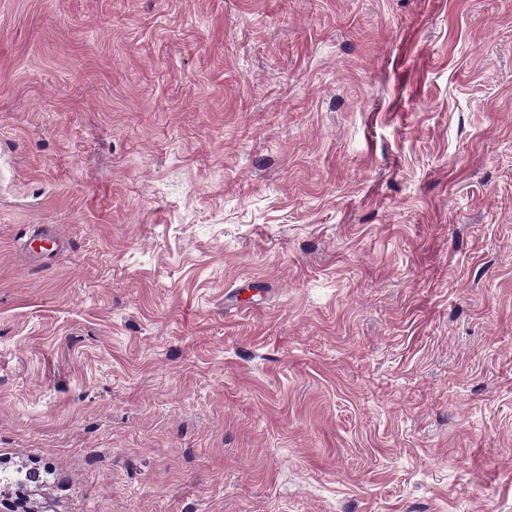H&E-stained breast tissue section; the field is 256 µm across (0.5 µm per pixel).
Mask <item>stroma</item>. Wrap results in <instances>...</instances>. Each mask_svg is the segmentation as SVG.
<instances>
[{"label":"stroma","instance_id":"stroma-1","mask_svg":"<svg viewBox=\"0 0 512 512\" xmlns=\"http://www.w3.org/2000/svg\"><path fill=\"white\" fill-rule=\"evenodd\" d=\"M34 468L0 512H512V0H0ZM63 238L55 233L47 231H39L30 236L25 247L27 252L32 256L45 257L63 248Z\"/></svg>","mask_w":512,"mask_h":512}]
</instances>
